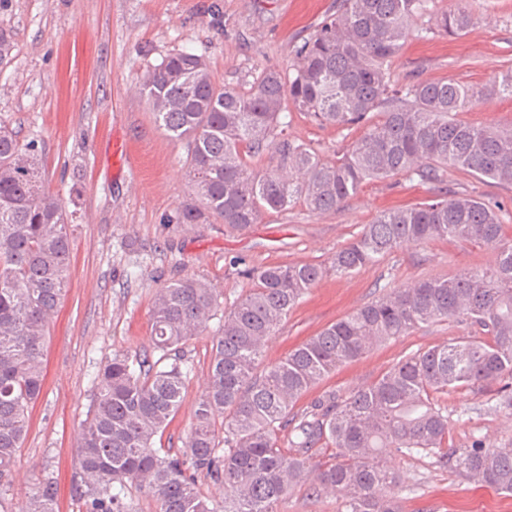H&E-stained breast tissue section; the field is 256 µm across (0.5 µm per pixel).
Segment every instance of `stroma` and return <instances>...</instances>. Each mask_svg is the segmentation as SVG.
I'll return each instance as SVG.
<instances>
[{"mask_svg": "<svg viewBox=\"0 0 512 512\" xmlns=\"http://www.w3.org/2000/svg\"><path fill=\"white\" fill-rule=\"evenodd\" d=\"M339 0H0V30L12 49L0 61V120L36 140L51 190L62 200L71 241L69 285L50 318L44 388L0 496L10 512L46 471L58 483V512H85L75 492L77 444L101 387L99 371L117 355H155L150 309L155 292L184 277L214 288L230 309L252 286L241 266L307 262L327 270L267 340L263 364L278 361L327 325L373 301L380 287L403 289L428 277L493 267L496 251L477 243L433 241L399 249L352 274L329 272L336 249L384 210L428 200L418 177L369 181L336 211L317 214L303 202L270 212L246 232L218 220L179 224L194 203L184 143L154 123L140 86L170 53L204 55L216 82L248 90L264 68L288 70L293 48L336 11ZM473 23L460 37L432 31L409 39L390 65L393 83L454 79L482 86L512 69V0H471ZM288 133L328 161L356 132L321 126L290 112ZM129 147L125 165L112 142ZM452 190L512 209V185L448 169ZM222 318L181 352L191 368L186 399L157 445L182 450L196 399L205 392L209 353ZM467 323L423 324L344 364L298 401L304 410L345 399L378 380L405 356L469 337ZM434 400L448 417L451 448L482 439L512 448V400L502 382L452 389ZM395 472L392 496L403 512H512V496L448 471L437 455L380 451Z\"/></svg>", "mask_w": 512, "mask_h": 512, "instance_id": "35a3bbf8", "label": "stroma"}]
</instances>
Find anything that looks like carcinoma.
<instances>
[{
    "mask_svg": "<svg viewBox=\"0 0 512 512\" xmlns=\"http://www.w3.org/2000/svg\"><path fill=\"white\" fill-rule=\"evenodd\" d=\"M431 0H343L311 38L294 47L292 76L262 70L251 89L217 84L205 56L167 55L141 84L155 124L187 150L198 204L179 210V224L214 217L241 232L271 211L301 199L310 211L338 209L366 181L397 175L441 181L448 168L512 185V130L459 119L480 101L512 98V69L484 87L454 79L391 83L387 65L413 35L411 21ZM472 24L464 8L442 11L435 26L461 36ZM303 112L320 125L363 133L333 162L288 138L281 115ZM269 155L259 169L251 159ZM512 212L499 201L452 191L378 214L336 250L331 270L348 275L409 245L434 240L493 247L491 269L417 280L389 291L330 324L256 372L263 346L326 269L311 263L245 268L252 288L224 313L211 348L208 385L196 400L184 450L154 448L186 398L190 369L179 351L218 311L206 282L185 277L153 299L151 334L161 355L115 356L102 369L78 447L76 493L86 512H127L126 487L137 485L157 512H277L294 488L318 497L344 495L345 512H401L387 495L396 476L378 449L439 456L452 473L512 494V448L443 449L448 418L433 394L492 384L512 376ZM70 234L62 201L46 185L35 142H21L0 123V481L29 429L28 410L44 386L48 321L64 295ZM464 317L468 340L408 355L345 400L297 414L295 403L337 367L420 324ZM224 425V441L217 424ZM287 433L288 447L279 446ZM224 447H219V444ZM322 443L334 462L312 464ZM224 484L213 505L199 481ZM20 512H57L51 473L37 479Z\"/></svg>",
    "mask_w": 512,
    "mask_h": 512,
    "instance_id": "carcinoma-1",
    "label": "carcinoma"
}]
</instances>
